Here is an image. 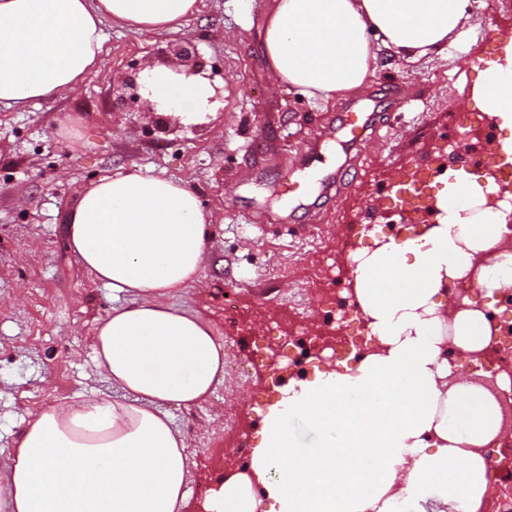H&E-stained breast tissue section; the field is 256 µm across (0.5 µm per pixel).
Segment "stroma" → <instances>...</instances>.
<instances>
[{"label": "stroma", "instance_id": "obj_1", "mask_svg": "<svg viewBox=\"0 0 512 512\" xmlns=\"http://www.w3.org/2000/svg\"><path fill=\"white\" fill-rule=\"evenodd\" d=\"M269 3L201 0L181 30L161 34L104 24L99 60L77 94L24 110L0 106V464L41 405L112 396L92 349L112 291L65 238L85 187L135 164L184 181L212 216L206 263L180 303L211 321L227 363L250 371L198 406L168 411L196 464L188 489L198 505L224 478L225 448L257 447L264 407L278 398L257 344L278 335L284 306L317 305L330 285L324 272L337 262V241L360 243L362 224L384 223L380 211H366L367 202L383 198L393 174L430 163L460 114L476 109L473 85L498 59L494 39H512V0H493L480 9L476 42L426 65L380 60L363 93L320 105L271 92L262 51ZM187 35L203 62L222 68L215 79L222 105L205 127L143 133L147 117L113 111V78L128 61ZM355 105L372 112L373 124L348 150L341 121ZM320 147L341 184L307 197L305 163ZM232 290L253 310L250 323L227 321L224 295Z\"/></svg>", "mask_w": 512, "mask_h": 512}]
</instances>
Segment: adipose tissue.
I'll use <instances>...</instances> for the list:
<instances>
[{"instance_id": "ef3b65f1", "label": "adipose tissue", "mask_w": 512, "mask_h": 512, "mask_svg": "<svg viewBox=\"0 0 512 512\" xmlns=\"http://www.w3.org/2000/svg\"><path fill=\"white\" fill-rule=\"evenodd\" d=\"M199 3L0 0V105L78 92L104 23L176 31ZM481 23L477 0H272L263 50L274 90L327 103L366 88L379 57L444 59ZM504 70L474 94L512 126V59ZM143 80L181 123L217 108L208 80L158 64ZM454 190L466 204L444 209L426 235L361 254L358 296L381 349L354 373L286 386V412L310 422L317 446L296 447L281 415H268L251 474L226 479L213 512H483V450L499 409L474 385H449L447 349H481L490 331L479 313L449 322L439 296L464 249L498 243L504 215L473 182ZM210 222L183 182L135 165L81 192L68 246L118 301L93 335L115 395L47 404L26 422L0 473V512H187L191 464L167 410L224 384L225 346L172 300L201 272Z\"/></svg>"}]
</instances>
